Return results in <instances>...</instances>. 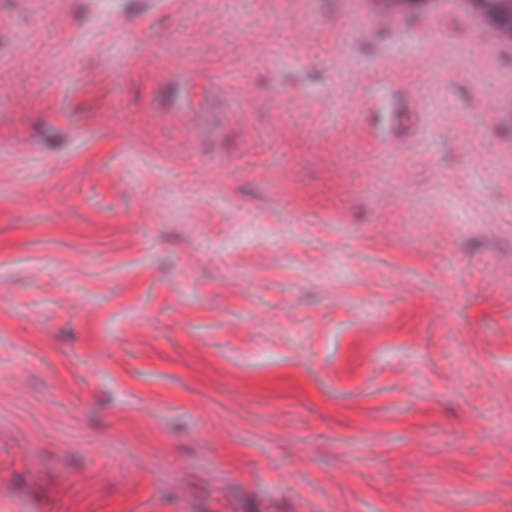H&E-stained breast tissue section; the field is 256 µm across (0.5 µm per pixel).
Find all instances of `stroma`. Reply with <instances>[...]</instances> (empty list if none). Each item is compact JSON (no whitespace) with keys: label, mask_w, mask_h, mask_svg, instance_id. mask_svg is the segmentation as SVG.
<instances>
[{"label":"stroma","mask_w":512,"mask_h":512,"mask_svg":"<svg viewBox=\"0 0 512 512\" xmlns=\"http://www.w3.org/2000/svg\"><path fill=\"white\" fill-rule=\"evenodd\" d=\"M511 87L453 13L0 0V512H512Z\"/></svg>","instance_id":"stroma-1"}]
</instances>
